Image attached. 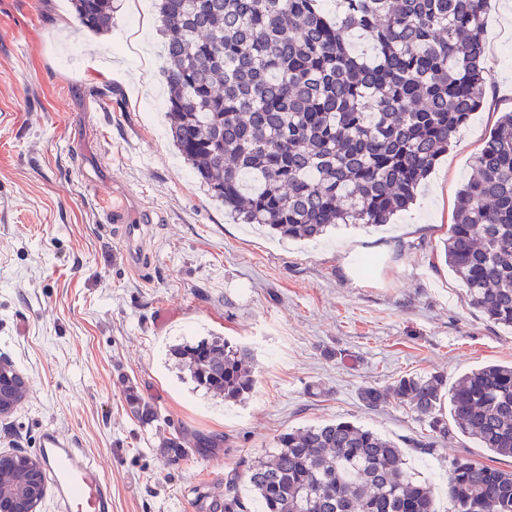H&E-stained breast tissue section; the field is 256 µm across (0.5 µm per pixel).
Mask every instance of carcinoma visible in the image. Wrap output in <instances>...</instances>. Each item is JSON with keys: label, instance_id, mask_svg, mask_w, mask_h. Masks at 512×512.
Returning a JSON list of instances; mask_svg holds the SVG:
<instances>
[{"label": "carcinoma", "instance_id": "1", "mask_svg": "<svg viewBox=\"0 0 512 512\" xmlns=\"http://www.w3.org/2000/svg\"><path fill=\"white\" fill-rule=\"evenodd\" d=\"M487 3L338 0L332 16L321 0H160L173 143L239 224L292 239L387 224L483 103ZM72 4L81 27L108 30L112 0ZM346 29L370 40L369 56L351 51ZM472 169L440 258L487 320L512 327V111ZM173 354L226 400L254 389L245 346L201 339ZM359 398L409 408L424 427L417 448H444L458 431L512 458V366L485 365L452 388L441 373L404 375ZM126 401L142 423L157 421L132 385ZM163 447L173 461L189 453L180 435ZM244 473L258 512H438L396 444L349 421L283 433ZM238 481L225 479L210 512H248ZM448 512H512V470L453 457Z\"/></svg>", "mask_w": 512, "mask_h": 512}]
</instances>
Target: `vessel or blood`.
<instances>
[{
    "label": "vessel or blood",
    "mask_w": 512,
    "mask_h": 512,
    "mask_svg": "<svg viewBox=\"0 0 512 512\" xmlns=\"http://www.w3.org/2000/svg\"><path fill=\"white\" fill-rule=\"evenodd\" d=\"M39 455L57 512H112L111 485L81 449L58 431H44Z\"/></svg>",
    "instance_id": "vessel-or-blood-1"
}]
</instances>
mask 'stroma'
I'll return each mask as SVG.
<instances>
[{
	"mask_svg": "<svg viewBox=\"0 0 512 512\" xmlns=\"http://www.w3.org/2000/svg\"><path fill=\"white\" fill-rule=\"evenodd\" d=\"M485 15L484 105L452 138L417 202L381 228L337 226L294 241L233 223L172 145L155 0L136 14L113 0L112 26L80 28L70 0H0V356L26 382L0 416V449L37 454L53 427L112 488V512H209L226 477L273 452L278 436L351 421L393 440L409 471L448 508V455L512 470L456 436L414 448L422 427L361 387L406 374L456 381L512 365V329L473 307L447 266H433L456 193L501 113L512 110L507 3ZM115 62L111 76L86 59ZM143 227L144 265L129 264L122 227ZM376 264L363 273L358 262ZM221 337L250 347L256 383L241 402L196 387L174 346ZM136 386L159 419L141 425ZM209 436L216 447L171 461L162 442Z\"/></svg>",
	"mask_w": 512,
	"mask_h": 512,
	"instance_id": "obj_1",
	"label": "stroma"
}]
</instances>
